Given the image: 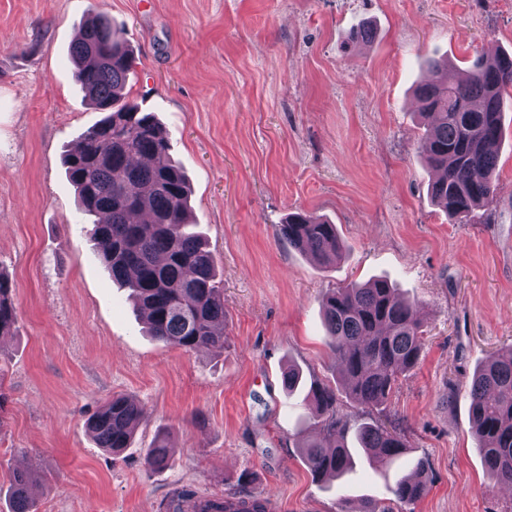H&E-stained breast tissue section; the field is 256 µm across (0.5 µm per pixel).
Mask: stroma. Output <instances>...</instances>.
Wrapping results in <instances>:
<instances>
[{
    "instance_id": "obj_1",
    "label": "stroma",
    "mask_w": 512,
    "mask_h": 512,
    "mask_svg": "<svg viewBox=\"0 0 512 512\" xmlns=\"http://www.w3.org/2000/svg\"><path fill=\"white\" fill-rule=\"evenodd\" d=\"M124 27L126 90L172 137L196 229L224 287V348L187 352L145 332L79 211L63 157L101 118L71 75L92 9ZM368 27L372 39L352 40ZM512 52V0H0V271L18 307L0 338V512L10 477L34 478L35 512H173L182 493L247 490L272 512H336L389 498L424 460L414 512H512L487 475L466 385L512 344V110L503 114L487 224L453 223L430 199L415 85L447 59ZM336 225L321 267L276 236L288 213ZM389 278L426 330L417 367L377 418L408 446L393 465L355 453L315 480L300 445L322 439L304 398L345 397L326 344L322 292ZM302 372L287 395L288 364ZM121 394L146 415L130 448H98L86 419ZM170 466L147 470L159 434Z\"/></svg>"
}]
</instances>
